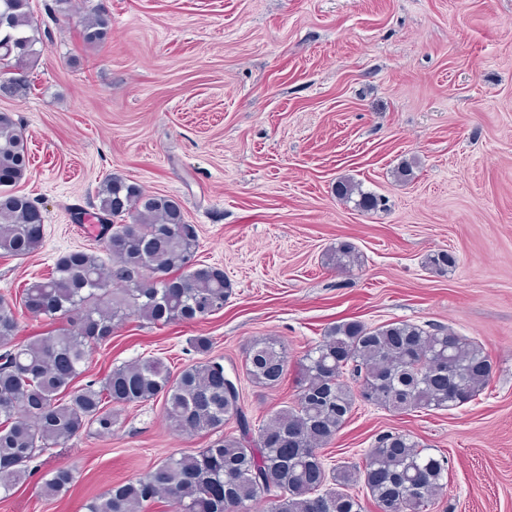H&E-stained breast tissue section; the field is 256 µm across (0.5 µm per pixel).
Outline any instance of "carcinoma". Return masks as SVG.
<instances>
[{"label": "carcinoma", "instance_id": "obj_1", "mask_svg": "<svg viewBox=\"0 0 512 512\" xmlns=\"http://www.w3.org/2000/svg\"><path fill=\"white\" fill-rule=\"evenodd\" d=\"M7 23L0 30V92L25 83L44 37L31 0H0ZM109 19L95 14L83 24L90 46L107 42ZM30 155L12 113L0 111V257L24 258L44 237V218L29 196L16 190ZM336 197L372 210L381 198L360 184L336 182ZM101 234L112 255L74 250L48 276L25 285L20 301L0 295V496L31 475L30 462L93 425L112 433L118 408L162 399L166 421L182 435L221 431L231 419L245 423L237 385L224 386V358L210 355L212 341L196 336L191 347L205 360L174 374L158 357L116 367L102 383L74 386L97 346L130 317L163 326L188 323L224 308L231 284L224 270L197 266V232L176 199L149 193L122 178L97 191ZM325 262L341 271L361 265V254L342 242ZM426 266L444 273L455 265L446 250L427 255ZM21 313L61 318L66 327L15 342ZM287 355L274 338L247 351L245 373L256 385L278 386ZM492 376L478 342L443 326L396 321L377 327L358 320L332 326L298 362L295 401L258 429L226 433L195 453L171 455L143 476L112 487L86 504L87 512H148L158 499L176 512H252L262 494L265 512H363L354 486L366 489L377 512H430L443 488L448 460L424 452L406 433L381 435L361 465H339L327 475L319 450L347 423L356 403L396 413L452 410L470 402ZM76 479L59 466L40 486L54 498Z\"/></svg>", "mask_w": 512, "mask_h": 512}]
</instances>
